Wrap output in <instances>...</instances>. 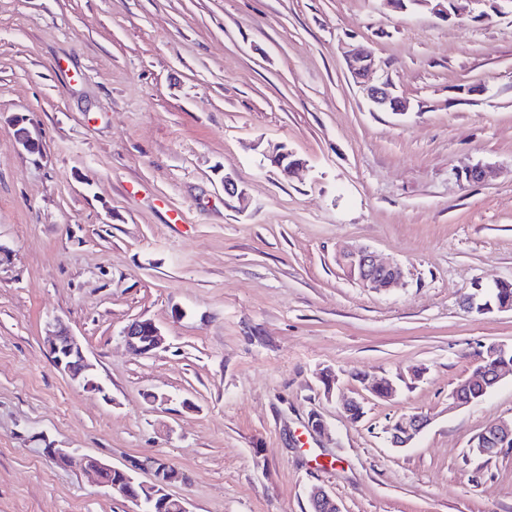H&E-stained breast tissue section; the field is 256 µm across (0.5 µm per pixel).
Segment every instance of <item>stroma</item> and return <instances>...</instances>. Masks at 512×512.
Masks as SVG:
<instances>
[{
	"instance_id": "stroma-1",
	"label": "stroma",
	"mask_w": 512,
	"mask_h": 512,
	"mask_svg": "<svg viewBox=\"0 0 512 512\" xmlns=\"http://www.w3.org/2000/svg\"><path fill=\"white\" fill-rule=\"evenodd\" d=\"M351 44L373 49L408 112L372 110ZM19 117L39 152L17 143ZM273 145L303 169L286 176ZM476 163L487 181L457 180ZM228 174L244 199L225 195ZM345 244L400 263L404 288L347 277ZM499 282H512L511 13L0 0V512H128L45 441L118 467L164 458L189 512H312L314 486L343 512H512V448L470 450L512 420V376L448 407L484 346H512V311L465 307ZM56 316L103 392L54 365ZM136 319L165 349L128 352ZM365 375L396 396L370 394ZM408 414L428 424L392 447L386 429Z\"/></svg>"
}]
</instances>
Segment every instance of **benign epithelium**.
Instances as JSON below:
<instances>
[{"label":"benign epithelium","instance_id":"7a95c632","mask_svg":"<svg viewBox=\"0 0 512 512\" xmlns=\"http://www.w3.org/2000/svg\"><path fill=\"white\" fill-rule=\"evenodd\" d=\"M456 2L457 0H385L392 9L425 11L444 21L457 16ZM376 68V58L369 48L356 46L349 51V72L364 90L372 109L397 114L406 112L407 101L395 94L388 81H370V75ZM14 127V135L19 144L30 152L39 150V141L33 137L26 125V119H17ZM273 160L287 175L294 173L299 166V160L292 158L291 153L281 148L275 149ZM455 175L470 183L481 182L486 177V167L481 164H468L457 169ZM338 261L364 288L398 289L405 285V274L400 264L382 262L364 246L351 245L343 248L338 254ZM122 338L128 350L137 357L152 356L164 343L159 327L148 319L133 320L123 329ZM48 346L55 366L72 381L90 390H102L93 374L94 365L89 361L81 342L59 317L53 319ZM426 426L427 419L420 415L405 416L389 426L388 441L396 448L406 447ZM511 445L512 422H503L487 428L472 444V450L481 456H493ZM43 454L58 465L94 474L100 487L118 493L132 503L130 512H144V503L154 500L158 501L160 512H171L173 509L177 512H189L183 500H174L165 495V489L179 478V473L172 472L167 462L162 459L151 461L153 479L149 483H142L135 479L130 470L115 467L96 456L74 451L65 452L49 445L43 448ZM309 499L313 512H342L336 499L322 488H313Z\"/></svg>","mask_w":512,"mask_h":512}]
</instances>
